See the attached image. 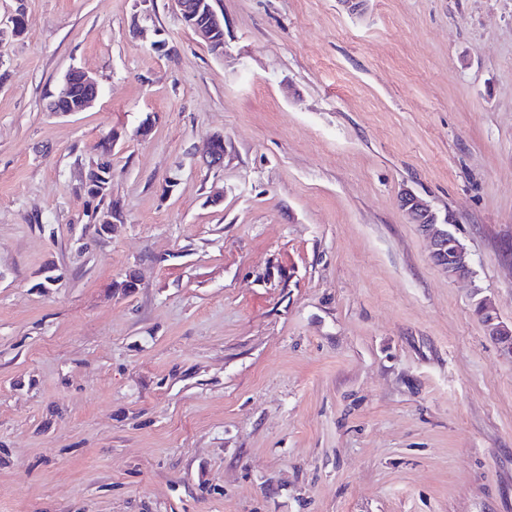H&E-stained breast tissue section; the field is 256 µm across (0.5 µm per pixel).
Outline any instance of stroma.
Wrapping results in <instances>:
<instances>
[{
	"mask_svg": "<svg viewBox=\"0 0 512 512\" xmlns=\"http://www.w3.org/2000/svg\"><path fill=\"white\" fill-rule=\"evenodd\" d=\"M19 5L0 512H512V356L475 313L512 321V0H214L220 56L173 0L0 20ZM73 67L97 101L47 111ZM105 145L123 222L98 239ZM406 190L472 278L432 263ZM401 208L411 224H418L427 237L430 257L448 279H464L472 274L471 257L460 240L438 218L431 206L418 196L405 193Z\"/></svg>",
	"mask_w": 512,
	"mask_h": 512,
	"instance_id": "1",
	"label": "stroma"
}]
</instances>
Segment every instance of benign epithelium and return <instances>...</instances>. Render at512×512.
<instances>
[{"mask_svg":"<svg viewBox=\"0 0 512 512\" xmlns=\"http://www.w3.org/2000/svg\"><path fill=\"white\" fill-rule=\"evenodd\" d=\"M179 10L183 23L198 35L208 47L212 48L219 41L216 33L222 30L223 17L213 7V0H174ZM206 12L209 21L202 23L198 16L200 12ZM25 11L18 7L9 18L8 24L0 25V38H13L23 34L25 30ZM78 75L86 87V94L75 102L66 106L58 105V99L63 97L67 90L70 79ZM99 96V84L97 80L88 73L78 69H70L61 83L58 91V98L53 100L54 106L51 111L71 114L85 111ZM225 145L224 136L217 135L209 143L205 154V164L209 167L221 166L224 164ZM401 208L412 224L420 227L422 233L427 237L430 247V257L437 266L450 279H464L472 274L471 257L460 240L449 231L445 225L438 223V218L431 206L418 196L406 193L401 196ZM123 217L117 205H112V213L101 218L102 227L100 232L106 236L113 232L118 224L122 223ZM477 309L482 316L483 325L487 334L495 341L506 337L512 339V325L504 323L490 301L481 297L476 302Z\"/></svg>","mask_w":512,"mask_h":512,"instance_id":"7a95c632","label":"benign epithelium"}]
</instances>
